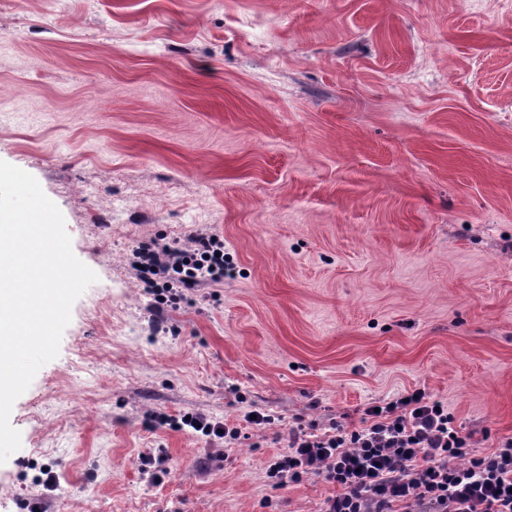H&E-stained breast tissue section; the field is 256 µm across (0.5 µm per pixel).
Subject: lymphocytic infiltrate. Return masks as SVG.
Segmentation results:
<instances>
[{
	"instance_id": "f902f5d3",
	"label": "lymphocytic infiltrate",
	"mask_w": 512,
	"mask_h": 512,
	"mask_svg": "<svg viewBox=\"0 0 512 512\" xmlns=\"http://www.w3.org/2000/svg\"><path fill=\"white\" fill-rule=\"evenodd\" d=\"M136 255L138 278L169 292L223 282L229 261L216 233L145 244ZM366 414L371 423L360 429L338 422L321 434L291 428L269 478L279 486L308 477L338 485L321 512H512V437L472 454L470 435L421 391Z\"/></svg>"
}]
</instances>
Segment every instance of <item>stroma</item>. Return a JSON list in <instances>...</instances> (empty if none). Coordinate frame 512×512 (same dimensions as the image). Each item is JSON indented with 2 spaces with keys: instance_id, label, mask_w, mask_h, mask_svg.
Listing matches in <instances>:
<instances>
[{
  "instance_id": "35a3bbf8",
  "label": "stroma",
  "mask_w": 512,
  "mask_h": 512,
  "mask_svg": "<svg viewBox=\"0 0 512 512\" xmlns=\"http://www.w3.org/2000/svg\"><path fill=\"white\" fill-rule=\"evenodd\" d=\"M0 160L98 276L12 407L0 512L47 467L50 512H320L336 486L267 476L289 428L414 390L473 454L512 437V0H0ZM210 231L233 278H134ZM189 415H184L182 417L180 428L183 426H188L193 429L195 432H200L202 436L205 437H217V438H226L229 435L232 439H236L237 431L227 429L224 427V423L222 421H218L213 419L212 417H208L203 414L199 415H190V419L186 420V417Z\"/></svg>"
}]
</instances>
